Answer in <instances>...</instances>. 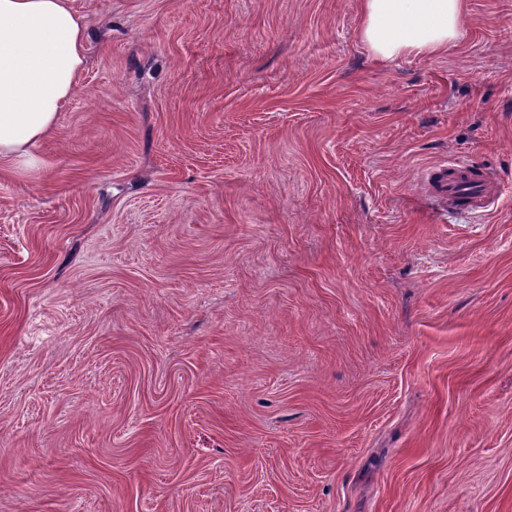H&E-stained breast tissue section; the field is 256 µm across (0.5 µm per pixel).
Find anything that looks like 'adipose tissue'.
Listing matches in <instances>:
<instances>
[{
    "instance_id": "1",
    "label": "adipose tissue",
    "mask_w": 512,
    "mask_h": 512,
    "mask_svg": "<svg viewBox=\"0 0 512 512\" xmlns=\"http://www.w3.org/2000/svg\"><path fill=\"white\" fill-rule=\"evenodd\" d=\"M359 36L375 60L434 57L462 34L464 0H361ZM71 0H0V164L45 170L39 145L57 127L87 56Z\"/></svg>"
}]
</instances>
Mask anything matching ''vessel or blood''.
I'll return each instance as SVG.
<instances>
[{"label":"vessel or blood","mask_w":512,"mask_h":512,"mask_svg":"<svg viewBox=\"0 0 512 512\" xmlns=\"http://www.w3.org/2000/svg\"><path fill=\"white\" fill-rule=\"evenodd\" d=\"M437 192L449 202H463L468 210L494 209L499 189L486 176L483 169L471 162H440L429 167L424 174Z\"/></svg>","instance_id":"vessel-or-blood-1"}]
</instances>
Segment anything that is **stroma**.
I'll return each instance as SVG.
<instances>
[{"mask_svg":"<svg viewBox=\"0 0 512 512\" xmlns=\"http://www.w3.org/2000/svg\"><path fill=\"white\" fill-rule=\"evenodd\" d=\"M0 168V512H512V0L391 63L360 0H71ZM460 158L492 215L431 207Z\"/></svg>","mask_w":512,"mask_h":512,"instance_id":"35a3bbf8","label":"stroma"}]
</instances>
